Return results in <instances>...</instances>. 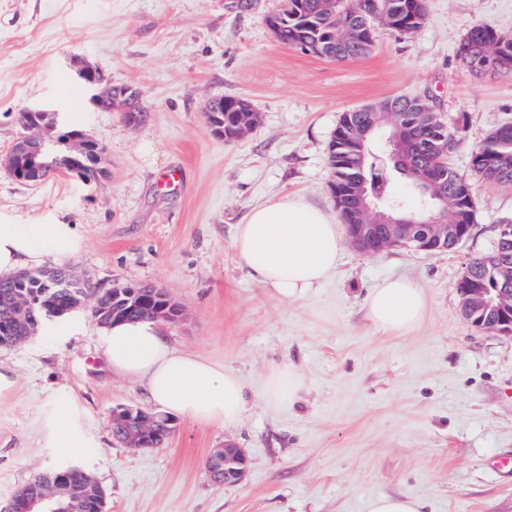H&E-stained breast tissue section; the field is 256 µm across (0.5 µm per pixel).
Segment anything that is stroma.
Segmentation results:
<instances>
[{
    "label": "stroma",
    "mask_w": 512,
    "mask_h": 512,
    "mask_svg": "<svg viewBox=\"0 0 512 512\" xmlns=\"http://www.w3.org/2000/svg\"><path fill=\"white\" fill-rule=\"evenodd\" d=\"M284 0H0V213L20 224H74L86 249L68 267L93 288L162 287L183 304L165 323L171 345L258 384L271 370L304 379L285 407L252 402L239 426L172 418L159 448L112 434V411L148 407L141 386L112 376L94 333L0 348L15 379L0 394V503L27 481L65 468L90 474L106 512H365L376 495H407L423 512H512V337L465 320L456 286L512 222V188L480 178L471 155L512 124V76L475 75L458 57L467 29L512 31V0H427V21L404 36L376 28L366 56L347 62L281 44L266 23ZM85 56L112 84L135 87L140 126L94 109L70 69ZM427 97L455 131L450 163L470 183L475 221L449 252L401 245L367 255L345 245L335 274L294 302L254 279L234 237L256 204L298 194L335 212L328 146L343 112L398 94ZM248 100L245 135L216 137L209 100ZM41 105L99 143L106 174L87 184L55 173L32 184L3 162ZM180 170L178 189L162 185ZM409 277L428 312L403 336L377 333L364 300L375 284ZM74 396L91 415L80 448L48 447L42 420ZM248 458L242 481L211 482L224 444Z\"/></svg>",
    "instance_id": "1"
}]
</instances>
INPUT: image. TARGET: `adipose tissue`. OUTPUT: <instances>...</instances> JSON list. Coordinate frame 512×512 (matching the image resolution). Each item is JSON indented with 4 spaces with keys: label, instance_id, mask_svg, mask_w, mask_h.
I'll return each mask as SVG.
<instances>
[{
    "label": "adipose tissue",
    "instance_id": "obj_1",
    "mask_svg": "<svg viewBox=\"0 0 512 512\" xmlns=\"http://www.w3.org/2000/svg\"><path fill=\"white\" fill-rule=\"evenodd\" d=\"M85 246L73 224H0V278L74 258ZM342 246L336 217L293 194L252 208L234 238L250 274L285 302L322 284L335 271ZM426 308L424 289L407 277L385 279L365 299L371 325L389 336L418 327ZM98 341L112 375L142 386L159 411L196 424L237 425L253 396L281 407L304 387L297 372L276 369L259 388H251L223 364L176 350L156 320L113 322L99 329ZM87 420L85 410L70 399L58 401L45 419L49 442L73 447Z\"/></svg>",
    "mask_w": 512,
    "mask_h": 512
}]
</instances>
